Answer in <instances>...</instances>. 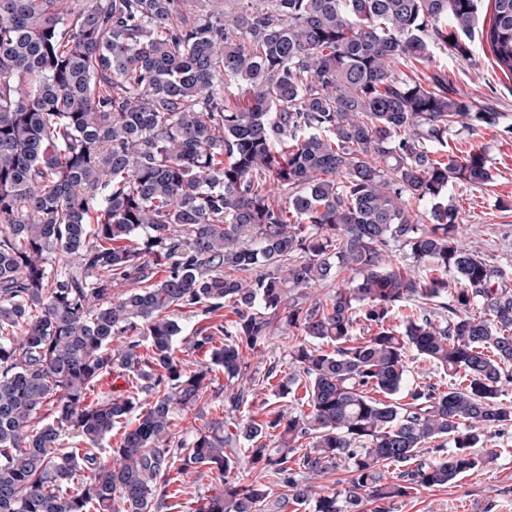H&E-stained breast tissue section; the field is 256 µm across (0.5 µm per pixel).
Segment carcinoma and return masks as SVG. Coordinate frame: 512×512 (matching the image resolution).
<instances>
[{
  "label": "carcinoma",
  "mask_w": 512,
  "mask_h": 512,
  "mask_svg": "<svg viewBox=\"0 0 512 512\" xmlns=\"http://www.w3.org/2000/svg\"><path fill=\"white\" fill-rule=\"evenodd\" d=\"M225 2L0 0V512H163L171 473L201 468L196 512H260L246 454L285 489L276 512H390L512 425V278L462 244L450 202L491 173L445 153L457 124L498 115L440 73L394 74L477 32L512 75V0L486 29L478 0ZM225 307L188 338L208 366L176 358L183 314ZM285 326L300 376L273 392L299 413L176 438L180 410L248 403L241 350ZM413 352L446 389L409 380ZM106 375L123 383L92 399ZM338 469V492L300 478Z\"/></svg>",
  "instance_id": "obj_1"
}]
</instances>
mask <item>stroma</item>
I'll return each instance as SVG.
<instances>
[{
  "instance_id": "35a3bbf8",
  "label": "stroma",
  "mask_w": 512,
  "mask_h": 512,
  "mask_svg": "<svg viewBox=\"0 0 512 512\" xmlns=\"http://www.w3.org/2000/svg\"><path fill=\"white\" fill-rule=\"evenodd\" d=\"M469 48L464 57L439 52L425 64L401 62L397 72L422 82L443 73L457 92L498 112L497 126L455 127L448 149L457 156L478 150L486 154L491 181L480 188L454 190L453 202L464 226L463 243L512 274V210L500 207L512 200V78L494 65L480 37H473ZM297 336L293 328L274 331L261 351L250 357L243 387L261 390L270 373L287 381L293 372L288 348ZM475 453L482 460L479 468L451 484L417 489L395 500L391 512H512V427L493 433Z\"/></svg>"
}]
</instances>
